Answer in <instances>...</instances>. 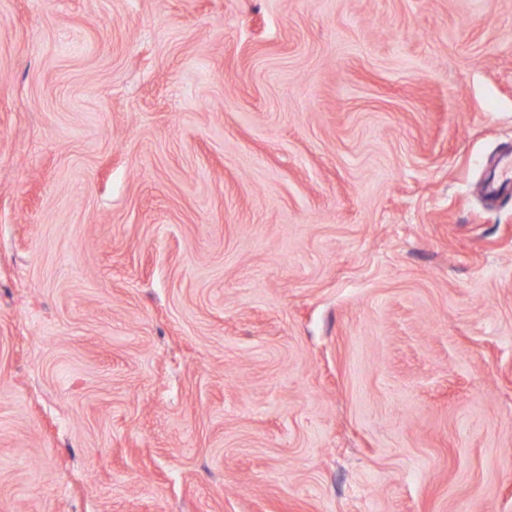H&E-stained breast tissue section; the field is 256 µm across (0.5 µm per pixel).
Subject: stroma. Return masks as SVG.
Wrapping results in <instances>:
<instances>
[{
	"label": "stroma",
	"mask_w": 512,
	"mask_h": 512,
	"mask_svg": "<svg viewBox=\"0 0 512 512\" xmlns=\"http://www.w3.org/2000/svg\"><path fill=\"white\" fill-rule=\"evenodd\" d=\"M512 0H0V512H512Z\"/></svg>",
	"instance_id": "stroma-1"
}]
</instances>
